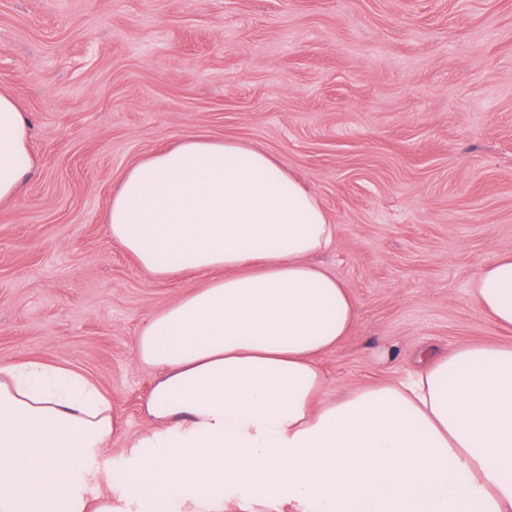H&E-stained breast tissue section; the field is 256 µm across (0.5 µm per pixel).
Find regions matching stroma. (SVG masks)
I'll return each instance as SVG.
<instances>
[{"instance_id":"35a3bbf8","label":"stroma","mask_w":512,"mask_h":512,"mask_svg":"<svg viewBox=\"0 0 512 512\" xmlns=\"http://www.w3.org/2000/svg\"><path fill=\"white\" fill-rule=\"evenodd\" d=\"M0 92L34 160L0 201V362L84 375L130 433L155 378L133 338L206 280L150 278L105 214L186 137L267 151L329 213L321 261L359 304L331 380L512 344L469 295L512 252V0H0Z\"/></svg>"}]
</instances>
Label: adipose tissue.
Returning <instances> with one entry per match:
<instances>
[{
	"label": "adipose tissue",
	"mask_w": 512,
	"mask_h": 512,
	"mask_svg": "<svg viewBox=\"0 0 512 512\" xmlns=\"http://www.w3.org/2000/svg\"><path fill=\"white\" fill-rule=\"evenodd\" d=\"M30 135L0 93V201L33 166ZM106 224L151 277L208 283L133 340L159 372L139 435L84 376L0 364V512H512V345L331 393L321 359L359 308L318 260L334 224L281 161L184 138L123 175ZM470 294L512 330V253ZM113 444L123 464L106 478L97 460Z\"/></svg>",
	"instance_id": "adipose-tissue-1"
}]
</instances>
